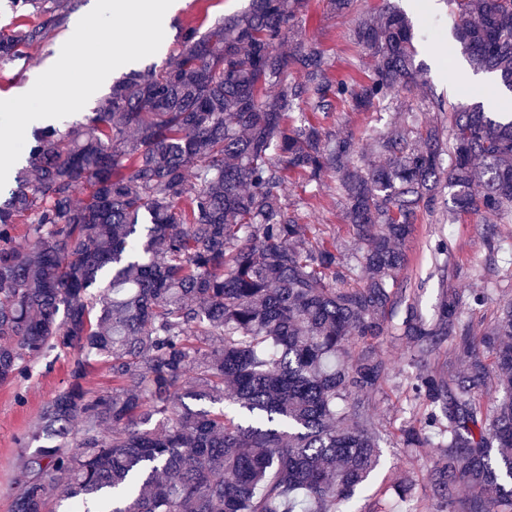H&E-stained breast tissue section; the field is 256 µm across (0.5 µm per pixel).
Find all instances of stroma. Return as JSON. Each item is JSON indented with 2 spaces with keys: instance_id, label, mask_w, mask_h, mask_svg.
Segmentation results:
<instances>
[{
  "instance_id": "stroma-1",
  "label": "stroma",
  "mask_w": 512,
  "mask_h": 512,
  "mask_svg": "<svg viewBox=\"0 0 512 512\" xmlns=\"http://www.w3.org/2000/svg\"><path fill=\"white\" fill-rule=\"evenodd\" d=\"M385 0H353L351 12L336 15L327 0H308L307 12L297 38L321 50L337 78L366 79L374 61L358 42L353 29L359 15L376 13ZM414 23L416 62L423 69L426 88L453 103H470L475 93L472 73L465 60L447 64L444 40L450 39L453 17L447 0H433L430 8L420 9L417 0H392ZM249 0H184L182 7L165 23L167 50L160 57H148L143 67L163 66L168 57L180 50L188 27L208 28L227 15L243 11ZM71 35L70 23L52 31L41 43L27 51L24 60L0 66V92L7 93L25 83L29 72L54 54L56 47ZM423 88V89H426ZM421 88L393 94L368 112L352 110L348 104L336 103L329 112H312L300 105L288 113V121H308L324 128L352 135L360 141L389 132L409 122V105L419 102ZM286 196L295 205L304 223L314 225L325 241L335 244L341 260L362 250L349 224L344 221L345 201L337 190L334 174H326L320 183L293 175L288 179ZM512 250V218L486 220L463 214L451 225L435 223L421 216L406 244L407 263L399 276L411 299L424 315H431L440 287L487 288L493 303L512 301V264L506 254ZM380 349L393 364V372L381 389L370 399L372 419L382 434L381 466L368 489L353 496L351 512H368L376 490L382 484L412 473L415 494L426 495L425 466L409 460L395 436L412 416L406 396L412 366L408 363L406 342L385 338ZM74 353L54 349L35 359L30 369L14 381L0 384V512H12V499L24 478L23 462L30 454V437L36 430L46 403L70 381Z\"/></svg>"
}]
</instances>
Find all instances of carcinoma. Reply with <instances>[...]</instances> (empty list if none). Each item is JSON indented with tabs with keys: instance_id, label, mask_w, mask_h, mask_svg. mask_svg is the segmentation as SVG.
I'll use <instances>...</instances> for the list:
<instances>
[{
	"instance_id": "carcinoma-1",
	"label": "carcinoma",
	"mask_w": 512,
	"mask_h": 512,
	"mask_svg": "<svg viewBox=\"0 0 512 512\" xmlns=\"http://www.w3.org/2000/svg\"><path fill=\"white\" fill-rule=\"evenodd\" d=\"M306 2L251 0L205 32L189 27L181 51L117 79L85 123L34 131L30 170L0 204V384L49 349L78 358L31 436L42 477L25 467L13 512H45L53 484L81 512H345L380 466L365 397L393 370L384 336L407 340L417 367L399 444L435 454L426 499L404 476L372 512H512V302L479 336L483 288H442L432 318L411 302L394 321L406 241L443 191L446 221L512 215V113L432 97L419 111L448 124L368 146L287 125L296 104L367 112L422 81L411 24L390 4L355 30L374 60L366 81L331 79L312 45L278 52ZM449 2L470 68L512 90V0ZM9 4L38 22L0 34L1 63L72 7ZM291 65L302 79L288 84ZM328 172L367 245L362 283L345 282L336 248L311 242L284 199L288 175ZM18 224L27 251L13 245ZM98 358L113 387L93 398L82 380ZM227 391L235 416L193 406Z\"/></svg>"
}]
</instances>
